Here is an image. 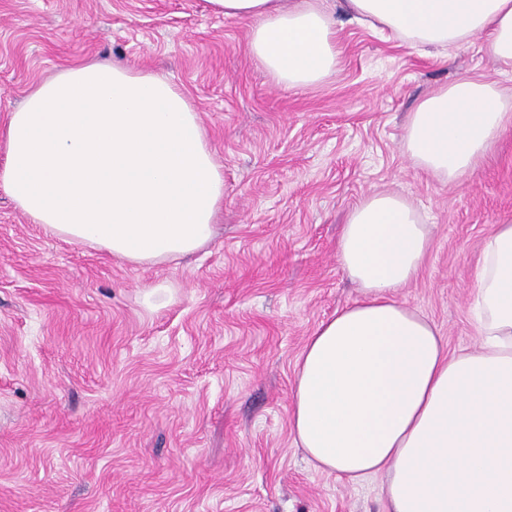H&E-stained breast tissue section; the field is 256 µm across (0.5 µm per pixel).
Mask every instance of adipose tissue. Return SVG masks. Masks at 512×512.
Listing matches in <instances>:
<instances>
[{
  "label": "adipose tissue",
  "instance_id": "obj_1",
  "mask_svg": "<svg viewBox=\"0 0 512 512\" xmlns=\"http://www.w3.org/2000/svg\"><path fill=\"white\" fill-rule=\"evenodd\" d=\"M349 21L380 26L413 48L458 47L474 35L512 64V0H337ZM252 22L249 50L288 89L337 71L336 22L321 0H208ZM512 128V95L464 78L411 112L403 149L454 182ZM0 188L33 223L136 266L193 255L213 240L224 202L195 108L172 83L90 62L38 85L7 125ZM433 246L404 197L375 192L350 210L339 268L352 305L322 321L296 365V447L354 483L384 477L388 512H512V224L495 225L472 297L476 349L449 353L439 329L398 294Z\"/></svg>",
  "mask_w": 512,
  "mask_h": 512
}]
</instances>
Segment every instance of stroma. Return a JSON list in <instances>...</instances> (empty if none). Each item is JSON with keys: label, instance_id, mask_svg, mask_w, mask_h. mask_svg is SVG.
<instances>
[{"label": "stroma", "instance_id": "35a3bbf8", "mask_svg": "<svg viewBox=\"0 0 512 512\" xmlns=\"http://www.w3.org/2000/svg\"><path fill=\"white\" fill-rule=\"evenodd\" d=\"M251 28L206 0H0V165L10 112L99 60L171 81L224 167L214 240L154 266L59 239L0 189V512H386L381 479L320 472L289 424L308 337L357 298L336 244L375 189L402 194L433 227L399 301L449 352L476 344L481 246L512 224V129L450 185L402 142L433 89L463 78L512 88V65L486 57L478 36L424 54L345 22L339 70L287 90L251 57ZM158 284L169 301L147 311L142 295Z\"/></svg>", "mask_w": 512, "mask_h": 512}]
</instances>
